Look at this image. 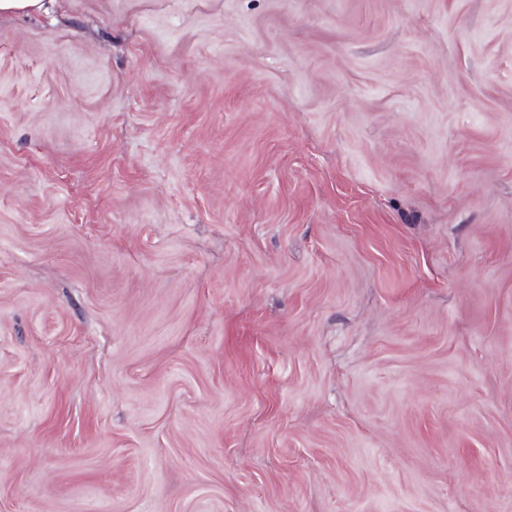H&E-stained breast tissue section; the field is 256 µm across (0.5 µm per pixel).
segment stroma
<instances>
[{"label":"stroma","mask_w":512,"mask_h":512,"mask_svg":"<svg viewBox=\"0 0 512 512\" xmlns=\"http://www.w3.org/2000/svg\"><path fill=\"white\" fill-rule=\"evenodd\" d=\"M0 512H512V0L0 15Z\"/></svg>","instance_id":"1"}]
</instances>
